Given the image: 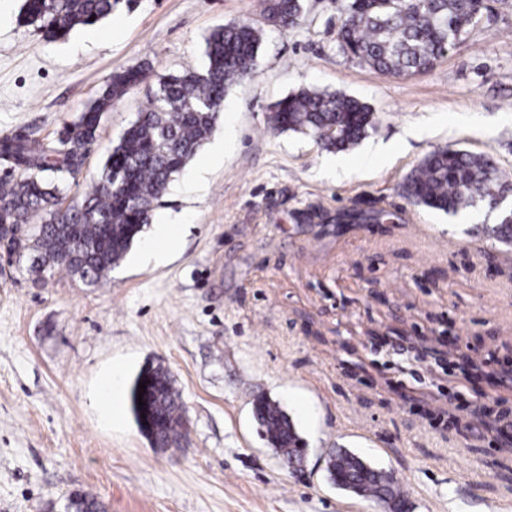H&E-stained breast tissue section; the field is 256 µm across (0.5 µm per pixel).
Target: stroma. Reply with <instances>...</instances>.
Masks as SVG:
<instances>
[{"label": "stroma", "instance_id": "obj_1", "mask_svg": "<svg viewBox=\"0 0 512 512\" xmlns=\"http://www.w3.org/2000/svg\"><path fill=\"white\" fill-rule=\"evenodd\" d=\"M0 0V137L56 140L119 68H202L216 27L263 25L259 0H117L111 19L45 42ZM266 32L200 148L155 208L185 231L166 259L126 255L104 286L41 280L0 258V512H66L78 491L107 512H387L337 490L326 453L390 472L406 512H512V243L402 186L435 148L488 154L512 181V0L426 73L374 70L338 47V0H304ZM371 106L375 127L333 153L270 128L300 86ZM104 113L68 198L81 194L149 99ZM167 368L186 431L156 448L130 409L135 376ZM112 387L119 416L100 400ZM278 401L306 452L290 468L252 414Z\"/></svg>", "mask_w": 512, "mask_h": 512}]
</instances>
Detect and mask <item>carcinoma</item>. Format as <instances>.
I'll list each match as a JSON object with an SVG mask.
<instances>
[{
  "instance_id": "obj_1",
  "label": "carcinoma",
  "mask_w": 512,
  "mask_h": 512,
  "mask_svg": "<svg viewBox=\"0 0 512 512\" xmlns=\"http://www.w3.org/2000/svg\"><path fill=\"white\" fill-rule=\"evenodd\" d=\"M337 33L339 48L379 71L408 75L431 70L448 48L475 26L484 0H344ZM115 0H25L21 20L35 25L48 43L72 30L93 27L112 15ZM301 0H263L265 24L280 33L300 24ZM265 31L242 22L215 29L206 40V62L158 77L149 105L108 152L97 178L79 198L64 204L65 183L76 178L97 140L102 115L149 78L132 65L115 71L98 98L64 127L53 144L30 134L0 138V163L20 172L0 181V250L17 262L52 260L49 272L64 268L88 286L106 282L150 223L155 204L211 135L230 89L260 65ZM270 126L314 137L324 148L347 150L374 126L371 107L359 99L302 86L277 101ZM512 185L486 154L441 147L419 164L403 185L415 205L455 215L481 204L494 209ZM37 219L22 239L15 226ZM78 246L66 248L70 239ZM146 393L138 396L139 383ZM146 405L138 406V400ZM131 411L140 432L156 448H171L183 435L180 397L161 366L141 370L130 390ZM254 418L264 439L285 461L301 457V438L279 405L259 397ZM336 486L376 500L398 512L405 493L390 480L353 471L354 455L332 453Z\"/></svg>"
}]
</instances>
